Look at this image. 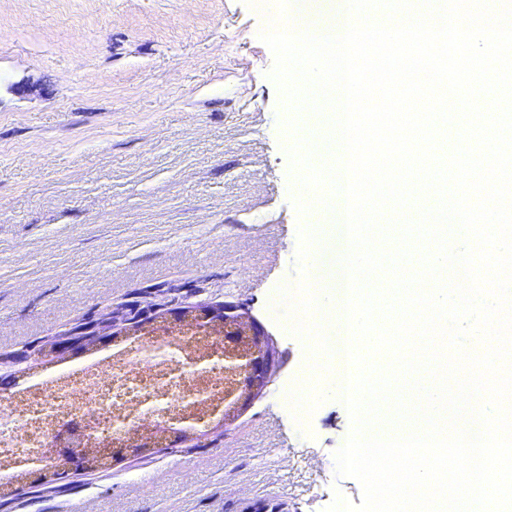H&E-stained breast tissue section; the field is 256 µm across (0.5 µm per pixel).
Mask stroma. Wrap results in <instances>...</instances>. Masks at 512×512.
Segmentation results:
<instances>
[{"label": "stroma", "instance_id": "obj_1", "mask_svg": "<svg viewBox=\"0 0 512 512\" xmlns=\"http://www.w3.org/2000/svg\"><path fill=\"white\" fill-rule=\"evenodd\" d=\"M246 0H0V355L123 305L243 304L279 349L228 425L0 512H326L351 431L279 288L302 279L293 135Z\"/></svg>", "mask_w": 512, "mask_h": 512}]
</instances>
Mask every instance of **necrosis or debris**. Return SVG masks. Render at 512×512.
Segmentation results:
<instances>
[{"instance_id":"4bbe7bcc","label":"necrosis or debris","mask_w":512,"mask_h":512,"mask_svg":"<svg viewBox=\"0 0 512 512\" xmlns=\"http://www.w3.org/2000/svg\"><path fill=\"white\" fill-rule=\"evenodd\" d=\"M232 381L223 342L193 332L170 342L135 338L33 375L0 399V485L85 435L118 451L188 414L195 427H206Z\"/></svg>"}]
</instances>
